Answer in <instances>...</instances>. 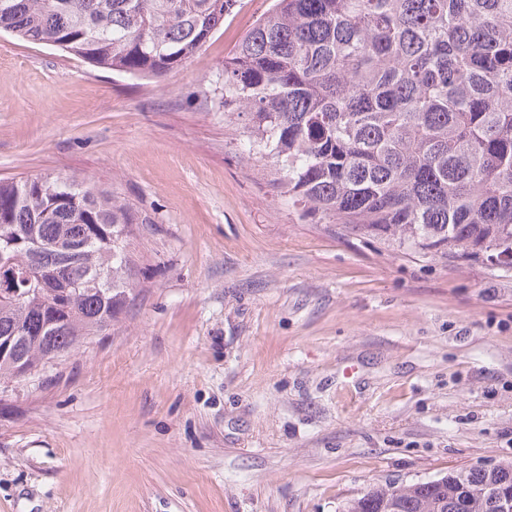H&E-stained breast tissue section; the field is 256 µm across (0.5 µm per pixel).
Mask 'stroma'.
I'll return each instance as SVG.
<instances>
[{
	"instance_id": "obj_1",
	"label": "stroma",
	"mask_w": 512,
	"mask_h": 512,
	"mask_svg": "<svg viewBox=\"0 0 512 512\" xmlns=\"http://www.w3.org/2000/svg\"><path fill=\"white\" fill-rule=\"evenodd\" d=\"M271 5L158 81L0 31V179H83L142 222L121 321L0 380V512H338L512 461V270L314 223L242 159L224 60Z\"/></svg>"
}]
</instances>
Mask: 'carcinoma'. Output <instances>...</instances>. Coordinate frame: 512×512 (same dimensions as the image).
<instances>
[{
	"mask_svg": "<svg viewBox=\"0 0 512 512\" xmlns=\"http://www.w3.org/2000/svg\"><path fill=\"white\" fill-rule=\"evenodd\" d=\"M238 0H0V30L160 79ZM224 121L303 214L443 263L512 258V0H274L224 60ZM128 205L75 178L0 180V379L69 357L141 285ZM496 473L369 489L344 512H494Z\"/></svg>",
	"mask_w": 512,
	"mask_h": 512,
	"instance_id": "cac0c4a2",
	"label": "carcinoma"
}]
</instances>
